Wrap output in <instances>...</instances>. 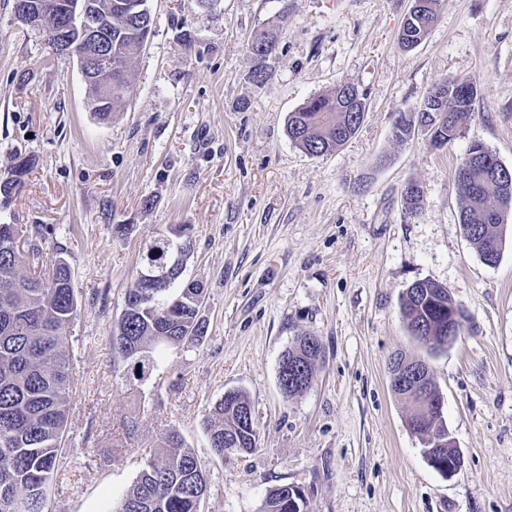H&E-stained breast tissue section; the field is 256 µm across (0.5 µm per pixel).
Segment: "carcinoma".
I'll list each match as a JSON object with an SVG mask.
<instances>
[{"label": "carcinoma", "instance_id": "1", "mask_svg": "<svg viewBox=\"0 0 512 512\" xmlns=\"http://www.w3.org/2000/svg\"><path fill=\"white\" fill-rule=\"evenodd\" d=\"M112 5V73H99L86 84L92 112L106 121L120 111L134 83L131 63L146 48L153 22L147 0H97ZM440 0L424 5L406 22L399 46L411 49L422 43L438 13ZM277 34L268 28L253 30L247 40L249 52L258 60L250 74L256 85L270 76L265 61L277 50ZM445 77L433 83L419 106L398 113L393 135L404 141L415 125L431 132V140L444 146L471 121L476 90L454 84ZM338 85L325 94L309 98L290 113L287 134L305 154L322 157L347 143L357 132L354 120H363L345 110ZM497 156L481 143H473L456 170L462 193L459 221L466 238L480 257L500 256L507 209L512 207V175L496 172ZM32 159H19L0 178V196L9 200L24 185ZM193 247L192 226L170 225L146 244L141 270L165 266L169 280L162 286L145 288L134 282L127 289L124 307L112 330V350L127 364L134 379L143 380L155 363V354L200 340L207 324L200 317L205 299L201 283L183 279ZM40 249L30 242L19 224H0V512H13L19 500L27 512H44L48 492L60 482L56 468L69 418V404L76 381L74 357L67 332L78 304L71 284V271L63 258L51 267L39 265ZM457 311L461 327L467 320L464 308L441 284L424 280L407 289L402 314L411 335L422 340L441 335L448 317ZM323 348L319 338H296L280 360L278 379L292 365L303 367L306 381L314 378ZM249 400L238 390L221 397L207 414L204 425L214 454L225 448L249 453L257 447L254 421L249 419ZM435 470L450 461H461L456 448H424ZM207 490L206 475L198 459L183 447L175 433L158 443L156 455L147 461L132 487L116 502L111 512H200ZM305 490L280 485L266 495L262 512H306Z\"/></svg>", "mask_w": 512, "mask_h": 512}]
</instances>
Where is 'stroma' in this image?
<instances>
[{"label":"stroma","mask_w":512,"mask_h":512,"mask_svg":"<svg viewBox=\"0 0 512 512\" xmlns=\"http://www.w3.org/2000/svg\"><path fill=\"white\" fill-rule=\"evenodd\" d=\"M411 0H148L156 23L132 67L123 111L100 121L76 59L0 0V174L34 166L0 204V224L42 229L44 262L64 258L78 313L68 332L77 380L64 483L48 512H110L167 433L207 480L201 512H261L273 487L304 488L308 512H512V209L497 265L463 234L455 170L478 142L512 168V0H443L424 42L398 35ZM279 32L269 79L254 84V28ZM461 77L474 117L451 143L395 113ZM365 99L356 135L314 158L295 147L290 112L336 84ZM424 189L406 213L408 182ZM152 198V208L142 206ZM194 227L185 278L203 283L208 332L128 379L112 327L143 248ZM438 282L467 320L446 349L410 335L401 296ZM320 338L312 386L283 396L278 368L298 335ZM424 359L464 457L447 479L427 462L390 389L396 352ZM250 401L257 447L213 455L203 420L227 390Z\"/></svg>","instance_id":"obj_1"}]
</instances>
